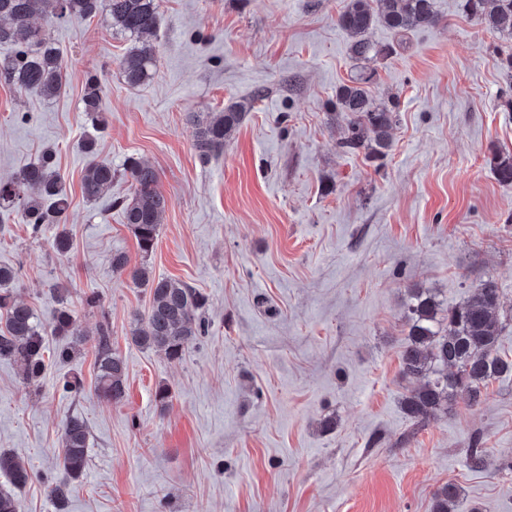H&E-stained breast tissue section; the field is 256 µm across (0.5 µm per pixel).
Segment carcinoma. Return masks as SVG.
Here are the masks:
<instances>
[{
	"instance_id": "obj_1",
	"label": "carcinoma",
	"mask_w": 512,
	"mask_h": 512,
	"mask_svg": "<svg viewBox=\"0 0 512 512\" xmlns=\"http://www.w3.org/2000/svg\"><path fill=\"white\" fill-rule=\"evenodd\" d=\"M460 7L492 30L512 32V0H461ZM99 14L105 15L112 28L135 39L121 61L127 83L136 86L147 82L156 53L140 38L157 28V0H0V44L14 46L10 56L0 59V83L44 97L61 94L66 86L65 66L49 28ZM377 21L402 35L432 26L439 17L434 0H345L338 24L352 38L350 51L354 56L368 59L392 53V46L377 47L366 39ZM371 79L370 75H361L336 89V109L347 118L338 147L344 153L365 148L378 158L385 156L392 145L394 112L385 103H374L368 90ZM102 101L99 78L88 76L83 103L94 124L99 121ZM246 113V106L239 103L204 119L193 116L197 125L195 149L202 162L224 152L226 137L243 122ZM81 149L88 157L82 193L94 200L112 186L116 170L111 163L97 159L95 138L84 139ZM493 169L500 182L512 184L511 156L493 158ZM123 176L130 179L132 187L131 198L121 203L124 223L147 254L154 248L169 200L158 189L155 169L139 159H127ZM68 207L66 189L50 150L13 179L0 181V211H20L35 235L47 225H56L53 247L60 255L72 248L66 228ZM112 269L120 274L129 272L134 283L149 288L150 307L137 320L132 333L136 345L180 360L186 342L206 334L208 324L201 315L205 297L197 289L172 279H157L146 266L129 271L122 254L112 255ZM15 277L13 270L0 267V310L6 314L5 325L0 328V359L13 361L26 381L35 382L44 370L43 333L33 310L13 299L10 284ZM67 296L68 289H56V336L76 335L74 310ZM406 306L408 334L400 355V372L405 378L420 381L402 402L413 428L424 427L439 413L447 414L460 403L469 407L483 404L488 383L512 366L499 353L501 295L497 283L489 278L479 281L464 303L448 308L442 307L430 291L412 288ZM111 335L110 324L104 320L93 338L98 369L96 392L103 399L120 403L126 395V372L123 360L112 352ZM89 461L88 425L82 417L73 415L62 428V476L48 486V495L57 509H63L71 482L83 474ZM0 473L16 486L30 479L22 461L10 453L0 452ZM458 498L456 485L440 488L433 497V512H456Z\"/></svg>"
}]
</instances>
